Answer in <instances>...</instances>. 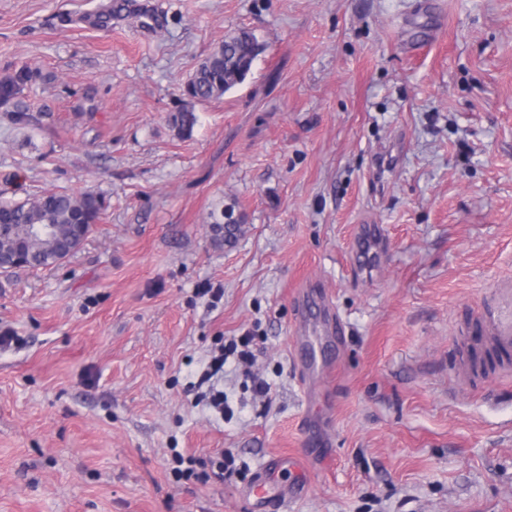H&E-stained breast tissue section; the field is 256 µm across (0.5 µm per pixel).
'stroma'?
<instances>
[{
    "instance_id": "35a3bbf8",
    "label": "stroma",
    "mask_w": 512,
    "mask_h": 512,
    "mask_svg": "<svg viewBox=\"0 0 512 512\" xmlns=\"http://www.w3.org/2000/svg\"><path fill=\"white\" fill-rule=\"evenodd\" d=\"M150 2L146 28L140 0L103 23L111 0H0V85L27 75L0 100V199L106 201L60 266L0 273V512H244L278 456L288 512H512V373L469 333L512 281V0ZM239 29L264 53L177 135ZM306 280L340 324L316 372L293 355ZM249 330L268 395L228 366V414L194 404L214 337ZM221 450L224 484L170 472Z\"/></svg>"
}]
</instances>
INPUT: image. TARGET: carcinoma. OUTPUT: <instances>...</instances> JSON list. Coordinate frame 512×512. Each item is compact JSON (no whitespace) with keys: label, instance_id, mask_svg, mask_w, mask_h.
<instances>
[{"label":"carcinoma","instance_id":"obj_1","mask_svg":"<svg viewBox=\"0 0 512 512\" xmlns=\"http://www.w3.org/2000/svg\"><path fill=\"white\" fill-rule=\"evenodd\" d=\"M263 46L255 35L242 30L216 44L190 75L184 90L186 103L170 115L169 121L182 136L191 135L197 122L194 105L220 99L251 72ZM105 210L102 197L90 193L54 191L22 201L0 200V236L23 240L30 224H51L56 235L88 237ZM64 260L53 240L30 247L28 270L52 268Z\"/></svg>","mask_w":512,"mask_h":512}]
</instances>
